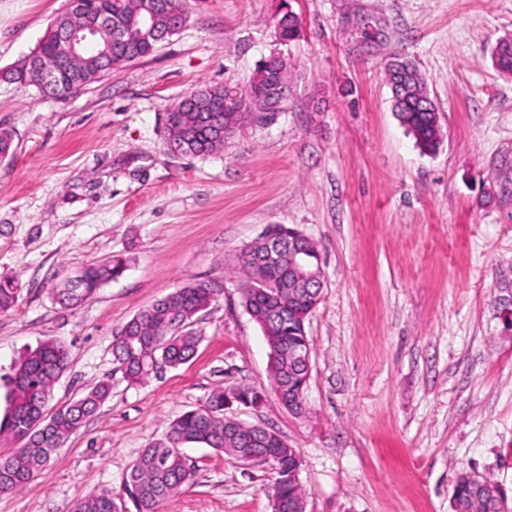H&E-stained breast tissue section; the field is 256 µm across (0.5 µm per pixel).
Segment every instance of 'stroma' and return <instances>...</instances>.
Wrapping results in <instances>:
<instances>
[{
  "mask_svg": "<svg viewBox=\"0 0 512 512\" xmlns=\"http://www.w3.org/2000/svg\"><path fill=\"white\" fill-rule=\"evenodd\" d=\"M289 4L300 34L281 41ZM68 0H0V69L28 55ZM189 20L146 59L76 96L0 82V415L17 359L47 340L70 368L50 407L112 382L109 398L0 512H73L185 411L219 388L265 389L230 415L295 448L305 512H453L460 471L499 483L512 510V76L490 51L512 34V0H188ZM384 22L372 47L351 21ZM288 60L283 112L221 153L174 156L166 115L186 92L248 85L261 58ZM413 58L441 143L421 153L392 110L384 63ZM273 224L317 245L322 298L306 321L305 410L269 392L268 347L242 305V248ZM126 269L62 308L56 284L91 263ZM222 283L199 314L195 357L144 384L117 372L112 342L181 286ZM192 479L157 512H272L274 473L187 444Z\"/></svg>",
  "mask_w": 512,
  "mask_h": 512,
  "instance_id": "obj_1",
  "label": "stroma"
}]
</instances>
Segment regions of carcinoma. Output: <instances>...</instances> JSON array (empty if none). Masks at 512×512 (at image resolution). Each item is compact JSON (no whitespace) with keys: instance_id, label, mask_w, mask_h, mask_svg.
<instances>
[{"instance_id":"obj_1","label":"carcinoma","mask_w":512,"mask_h":512,"mask_svg":"<svg viewBox=\"0 0 512 512\" xmlns=\"http://www.w3.org/2000/svg\"><path fill=\"white\" fill-rule=\"evenodd\" d=\"M68 0L62 12L34 51L6 70L0 80L24 85L22 78L35 69L55 73L51 95L69 99L78 89L97 81L115 66L150 56L156 44L141 33L146 10L158 0ZM125 25L127 46L122 57H112L107 39H95L96 48L82 54L78 67L67 72L60 69L63 51L59 29L77 19L88 25L99 21L101 14ZM276 28L284 41L299 33L297 15L290 11L278 14ZM496 66L505 74L512 73V40L501 39ZM397 64L405 74L403 97L394 101V108L416 146L432 152L438 145L435 133L436 109H425L419 96L427 91L423 75L411 59L394 55L387 65ZM288 80L287 64L269 61L260 63L247 89L230 86H207L197 90L198 98L207 103L217 130L199 132L200 113L192 108L167 113L164 147L172 154L206 157L224 149L226 139L251 123L250 115L266 112L273 105V93ZM247 255L240 258L237 273L241 281L243 306L260 326L269 348L268 375L279 401L291 402L292 411L305 410V399L295 393L302 382L305 365L302 356L310 342L305 321L319 303L318 289L301 288L288 277V252L269 263L265 257V240L247 246ZM125 271L122 261L91 264L75 277L55 288L57 302L71 308L90 299L104 283ZM20 288L8 279H0V312L13 309ZM217 297V289L209 282L188 283L141 309L122 327L112 343V355L130 386L145 383L155 375L156 366L176 368L195 355L200 336L191 328L199 313ZM69 349L49 340L26 354L17 364L9 395V408L0 419V437L22 442L8 456L0 457V492L28 483L45 468L55 451L67 437L92 417L109 397L112 384L103 381L85 395L47 413L52 387L70 367ZM241 405H257L262 393L245 386H234L212 394L207 404L184 412L171 423L162 438L142 450L130 466L124 488L133 499L135 512H156L164 499L175 494L194 473V466L180 451L187 443H200L241 461L251 457L269 456L277 466L274 496L280 501L279 512H296L292 507L305 494L298 482L289 478V471L298 461L288 454V443L272 429L251 430L224 415V400ZM484 475L462 471L453 480L451 499L454 512H487L486 501L476 493L479 484H492ZM116 497L110 490L94 491L81 499L75 512H115Z\"/></svg>"}]
</instances>
